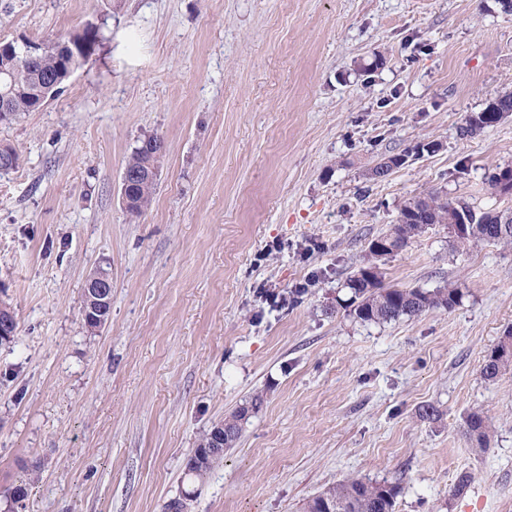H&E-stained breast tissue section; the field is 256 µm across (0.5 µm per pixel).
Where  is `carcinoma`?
<instances>
[{
  "instance_id": "carcinoma-1",
  "label": "carcinoma",
  "mask_w": 512,
  "mask_h": 512,
  "mask_svg": "<svg viewBox=\"0 0 512 512\" xmlns=\"http://www.w3.org/2000/svg\"><path fill=\"white\" fill-rule=\"evenodd\" d=\"M101 41L100 30L91 25L72 33L70 36L49 40L50 48L33 57L19 54L13 64V84L10 92V105L5 121H12L24 112H34L56 94L53 85L65 80L67 64L77 56L88 60ZM512 113V94L507 93L490 103L484 111L471 115L462 131L473 134L486 127L494 126L508 118ZM164 152L148 153L144 145L135 147L126 167L141 172V177L129 188L132 201L131 213L140 214L148 205L156 180L148 179L151 171L159 170ZM453 201H443L429 197L426 201L414 200L401 210V217L408 216L412 210L420 211L419 221L396 224L390 233L379 237L388 244V254H393L407 245L409 240L422 234L433 224H446L454 213ZM457 247L466 249L483 242L512 244V223L500 230L498 215L487 211L477 217L476 226L471 231L451 230ZM351 296L350 305L354 307L357 319L366 323H388L403 316H418L430 309H450L458 304L463 293L458 288H437L433 291L421 289H401L383 286L382 272L375 263H368L359 273L346 282ZM512 369V358L489 356L482 368L483 376L494 380L503 372ZM466 434L479 446L484 447L488 440V424L479 412L469 413L464 420ZM31 479H21L3 490V498L8 512H19L22 502L28 495ZM398 489L392 485L367 483L361 480H348L327 489L309 500L304 512H322L327 506L333 512H395Z\"/></svg>"
}]
</instances>
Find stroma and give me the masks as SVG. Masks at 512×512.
Masks as SVG:
<instances>
[{"mask_svg":"<svg viewBox=\"0 0 512 512\" xmlns=\"http://www.w3.org/2000/svg\"><path fill=\"white\" fill-rule=\"evenodd\" d=\"M93 23L96 53L44 107L0 124V489L37 469L24 512H302L337 483L397 486L395 512H512V245L444 225L379 258L393 288H460L450 309L364 323L337 306L369 244L414 199L512 208V119L463 135L512 92L500 0H0V39ZM166 144L144 213L121 175ZM434 151H427V144ZM386 178L370 169L390 156ZM112 274L89 330L87 276ZM298 292L285 306L264 288ZM222 466L186 464L254 396ZM438 414L426 418L423 406ZM482 412L486 447L464 433ZM474 481L453 496L459 473Z\"/></svg>","mask_w":512,"mask_h":512,"instance_id":"obj_1","label":"stroma"}]
</instances>
